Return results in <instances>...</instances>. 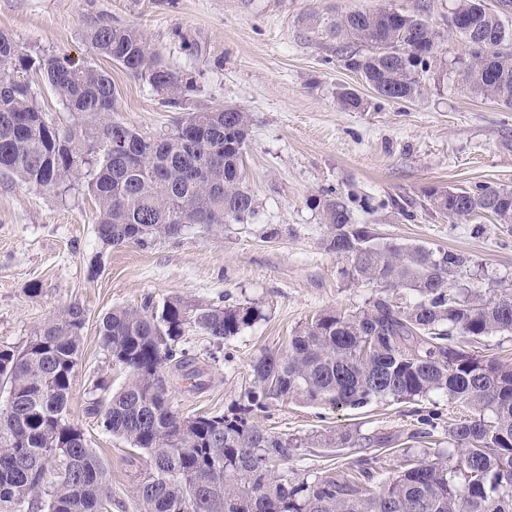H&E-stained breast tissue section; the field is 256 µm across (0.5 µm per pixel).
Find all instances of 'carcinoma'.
Listing matches in <instances>:
<instances>
[{
	"label": "carcinoma",
	"instance_id": "obj_1",
	"mask_svg": "<svg viewBox=\"0 0 512 512\" xmlns=\"http://www.w3.org/2000/svg\"><path fill=\"white\" fill-rule=\"evenodd\" d=\"M498 6L495 12L485 0H455L449 26L470 49L461 82L512 109V30L501 20L512 13V0ZM330 33L342 43L345 66L382 101L418 98L421 74L443 64L439 32L416 12L350 13ZM86 38L94 54L180 105L190 82L139 30L98 22ZM30 70L75 114L74 123L61 129L44 116L32 86L16 76ZM337 101L346 111L367 108L347 87ZM116 102L107 71L25 52L0 33V175L40 190L84 187L96 203L97 236L112 247L255 214L242 173L250 113L230 106L189 112L172 132L151 138L116 119ZM313 202L327 228V250L351 260L344 275L372 284L375 293L355 311L323 312L283 349L258 356L252 381L228 412L190 417L173 406L168 375L205 386L194 359L175 345L191 326L219 347L260 317L257 308L190 307L176 296L160 307H117L98 321L101 344L127 381L115 391L97 383L104 395L91 412L104 432L152 461L135 487L136 512H512V366L474 350L488 336L512 332V289L455 283L471 262L458 250L376 242L333 190ZM429 204L451 220L489 213L512 224L511 189H437ZM85 324L83 309L72 305L25 345L0 346V512H112L105 467L65 417ZM431 393L470 411L448 424L453 452L408 457L402 471L379 480L374 456L334 476H300L288 462L311 442L251 420L293 398L361 408ZM358 440L344 431L315 443L348 448ZM54 466L64 472L58 486L38 491L42 468Z\"/></svg>",
	"mask_w": 512,
	"mask_h": 512
}]
</instances>
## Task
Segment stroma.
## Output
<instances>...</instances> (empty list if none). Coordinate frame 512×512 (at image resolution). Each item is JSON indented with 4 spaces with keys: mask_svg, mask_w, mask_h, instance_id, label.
Here are the masks:
<instances>
[{
    "mask_svg": "<svg viewBox=\"0 0 512 512\" xmlns=\"http://www.w3.org/2000/svg\"><path fill=\"white\" fill-rule=\"evenodd\" d=\"M454 0H0V32L20 48L67 55L108 70L117 118L147 137L170 131L177 118L204 107L249 112L252 130L243 154L245 183L256 212L247 222L181 234L146 245L110 247L95 232V203L80 189L60 195L0 177V345L20 346L44 321L70 305L86 315L81 356L71 385L68 420L82 429L103 462L112 512H134L133 488L147 455L105 433L90 408L95 384L119 387L115 366L96 324L116 306L141 307L178 296L191 306L247 303L262 316L224 343L215 357L209 339L186 328L178 343L197 360L206 386L172 382L170 397L184 415L228 411L251 381L253 360L285 346L301 325L327 309L364 305L372 285L343 276L346 257L328 251L315 197L332 189L352 196L356 223L378 242L455 249L472 263L461 283L485 291L512 288V226L477 215L462 223L431 210L428 195L476 183L512 189V109L476 97L458 78L465 41L448 30ZM396 7L419 12L442 32L443 68L425 73L423 94L409 102L378 100L346 68L330 23L352 12ZM133 26L192 88L182 107L93 55L84 38L94 21ZM355 89L366 110L339 109L336 91ZM411 203L402 213L398 202ZM433 415L428 437L420 419ZM468 409L447 396L362 408L290 401L257 413L256 424L288 438L337 431L406 440L426 460L448 445V425ZM362 448L300 449L288 466L330 476L351 467Z\"/></svg>",
    "mask_w": 512,
    "mask_h": 512,
    "instance_id": "35a3bbf8",
    "label": "stroma"
}]
</instances>
